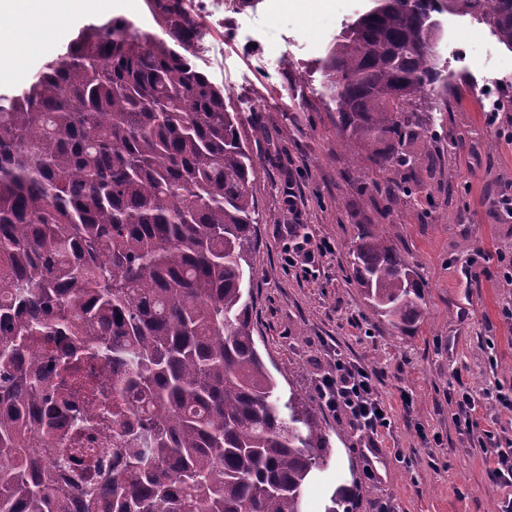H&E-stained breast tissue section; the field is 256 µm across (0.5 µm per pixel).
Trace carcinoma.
Instances as JSON below:
<instances>
[{
	"instance_id": "cac0c4a2",
	"label": "carcinoma",
	"mask_w": 512,
	"mask_h": 512,
	"mask_svg": "<svg viewBox=\"0 0 512 512\" xmlns=\"http://www.w3.org/2000/svg\"><path fill=\"white\" fill-rule=\"evenodd\" d=\"M156 33L123 19L83 27L27 88L0 97V512H303L332 456L312 402L282 399L254 340L256 164L224 90L191 61L197 22L180 0H147ZM469 16L512 50V0H372L324 60L342 146L396 176L431 160L444 112H425L434 16ZM353 281L400 332L424 316L422 285L384 227L363 224ZM86 336L43 396L29 345ZM112 363L88 421L126 439L104 482L79 488L30 455L102 385L78 365Z\"/></svg>"
}]
</instances>
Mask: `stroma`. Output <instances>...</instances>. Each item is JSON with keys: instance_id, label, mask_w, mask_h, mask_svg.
<instances>
[{"instance_id": "35a3bbf8", "label": "stroma", "mask_w": 512, "mask_h": 512, "mask_svg": "<svg viewBox=\"0 0 512 512\" xmlns=\"http://www.w3.org/2000/svg\"><path fill=\"white\" fill-rule=\"evenodd\" d=\"M369 4L240 0L224 15L209 14L204 0L190 5L208 44L192 61L241 113L240 135L258 163L254 338L282 393L316 397V383L338 352L376 373L392 415L377 455L345 419L321 412L333 454L309 482L304 512H324L341 486L352 490L354 512H375L381 501L393 512H500L512 490L489 481L477 442L454 423L448 390L462 382L480 396L486 425L512 437V411L482 397L492 383L512 385V322L502 316L512 307V285L499 267L500 258H512V216L492 203L512 188V141L503 136L512 129V50L472 18L439 15L437 65L456 79L448 130L465 144L442 147L416 171L430 199L390 202L374 189L382 173L366 159L352 165L340 148L321 71L329 44ZM113 17L156 30L146 0H109L104 10L66 20L64 36L45 32L0 73V96L29 84L85 25ZM491 92L500 99L495 126L486 122ZM256 121L266 137L254 135ZM292 191L302 199L294 214L286 203ZM296 223L335 246L311 274L283 259L288 227ZM361 224L388 225L394 247L423 285L426 315L408 332L378 316L350 277L349 249ZM480 251L489 256L483 272L466 279L462 268ZM369 463L377 470L372 482L363 474Z\"/></svg>"}]
</instances>
